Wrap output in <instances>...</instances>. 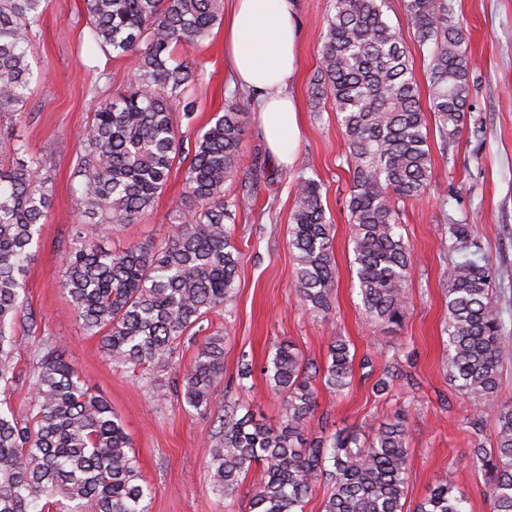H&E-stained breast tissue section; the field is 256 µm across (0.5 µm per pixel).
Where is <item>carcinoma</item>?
Returning <instances> with one entry per match:
<instances>
[{
	"mask_svg": "<svg viewBox=\"0 0 512 512\" xmlns=\"http://www.w3.org/2000/svg\"><path fill=\"white\" fill-rule=\"evenodd\" d=\"M46 0H0V117L24 110L33 71L28 61L33 26ZM385 0H330L320 66L309 98L318 109L332 101L352 171L346 200L354 263L366 320L374 332L395 335L409 312L408 271L413 250L401 233L399 202L422 197L431 183L432 152L426 112L441 137L453 139L473 108L474 68L467 34L453 0H404L429 81V108L401 32L384 14ZM224 0H86L88 27L104 49L135 56V82L98 112L81 140L77 238L63 255L67 294L83 329L98 337L117 367L167 365L174 350L196 337L195 327L226 307L234 293L238 250L224 220L253 201V183L236 198L224 186L239 172L240 146L250 113L215 114L191 139L195 101L187 87L192 66L173 65L179 45L192 46L222 20ZM12 143L13 162L0 169V384L14 380L16 328L31 331L35 317L22 292L29 246L51 193L41 164L29 156L14 127H0ZM187 164L185 195L175 200V231L157 242L103 245L107 228L120 229L151 210L175 165ZM333 224L322 204L321 183L303 178L295 190L289 246L295 252L294 295L323 317L332 311L336 264ZM466 225L448 219V378L465 398L494 414L495 446L475 439L469 457L488 471L484 490L493 512H512V402L498 393L507 355L505 326L494 304L490 268L475 258ZM406 346L395 340L375 392L403 378ZM30 412L0 410V512H148L151 489L140 472L120 415L84 382L62 349L45 346L32 360ZM353 356L340 336L330 337L328 362L319 370L295 345L280 342L261 368L284 402L276 426L253 422L229 398L246 388L253 363L243 360L224 379V337L198 344L182 380L185 404L214 412L220 427L211 442L207 472L226 498L241 476L262 469L249 495V512H304L316 485L326 488L321 512H467L468 495L442 476L427 495L405 509L410 472L405 414L361 433L325 431L308 424L317 407V380L339 393L353 378ZM224 387V403L217 402Z\"/></svg>",
	"mask_w": 512,
	"mask_h": 512,
	"instance_id": "1",
	"label": "carcinoma"
}]
</instances>
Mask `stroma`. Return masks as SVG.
<instances>
[{
	"label": "stroma",
	"instance_id": "1",
	"mask_svg": "<svg viewBox=\"0 0 512 512\" xmlns=\"http://www.w3.org/2000/svg\"><path fill=\"white\" fill-rule=\"evenodd\" d=\"M457 21L468 31V52L475 64L474 107L470 123L483 129L482 138L469 130L449 141L431 131V184L422 199L401 205V232L413 248L409 271L410 315L400 339L411 352L402 362L407 381L396 382L387 394L373 385L382 374L388 339L373 335L366 325L359 295L351 227L346 206L351 179L344 139L332 107L313 109L309 81L319 66L323 23L329 0H296L299 22V69L290 90L301 115L302 138L290 166L273 157L261 132V121L249 94L231 84L224 67V27L216 25L197 45L175 50L178 61L199 67L194 90L196 119L201 129L216 113L234 105L249 112L250 123L241 145V177L255 178L256 197L237 209L233 230L240 252L232 302L209 317V331L224 336V373L235 375L241 359L253 361L249 391L241 396L255 420L278 424L282 398L271 390L261 368L277 344L292 341L304 359L325 366L328 339L348 340L354 356L349 389L335 394L319 388L311 432L356 431L364 423L381 424L405 410L411 426V472L407 507L422 500L435 478L449 481L469 497V512H491L484 496L487 476L471 465L467 452L475 432L493 440L496 422L461 396L448 379L444 320L447 314L445 273L451 259L443 248L449 219L470 227L480 255L495 276V300L507 324L500 397L512 401V0H454ZM28 52L33 84L15 131L29 154L41 159L52 195L42 229L31 246L26 274V302L36 327L15 352L16 379L7 402L24 410L32 396V347L52 340L81 371L90 387L102 393L125 421L143 480L153 489L149 512H248L249 493L260 481L251 470L234 498L216 493L208 480L210 438L219 427L214 415L189 409L176 389L191 370L197 352L186 341L171 363L142 378L103 357L97 337L87 335L62 291V257L77 245L74 236V176L82 136L95 112L113 93L134 79L131 56L103 52L87 25L84 0H47ZM183 169H173L153 208L135 223L109 231V248L146 242L171 234V207L184 189ZM322 184L326 215L334 224L336 285L333 311L321 318L299 305L293 295L295 256L288 246V226L295 186L301 178ZM447 206H440V197ZM167 398L154 402V387Z\"/></svg>",
	"mask_w": 512,
	"mask_h": 512
}]
</instances>
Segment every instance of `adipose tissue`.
I'll return each mask as SVG.
<instances>
[{"mask_svg": "<svg viewBox=\"0 0 512 512\" xmlns=\"http://www.w3.org/2000/svg\"><path fill=\"white\" fill-rule=\"evenodd\" d=\"M299 26L293 0H235L224 51L236 83L259 91L263 136L279 164L299 146L298 107L288 87L297 72Z\"/></svg>", "mask_w": 512, "mask_h": 512, "instance_id": "ef3b65f1", "label": "adipose tissue"}]
</instances>
